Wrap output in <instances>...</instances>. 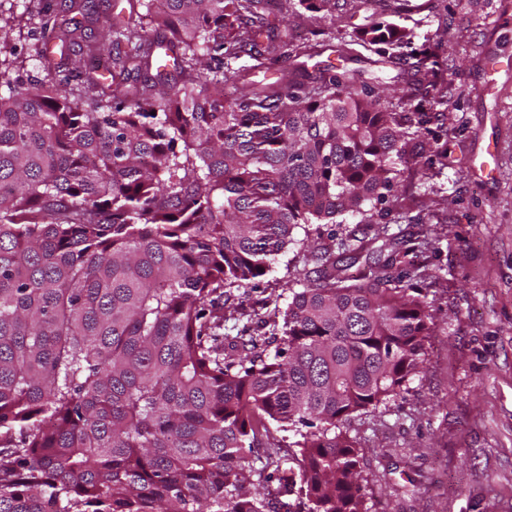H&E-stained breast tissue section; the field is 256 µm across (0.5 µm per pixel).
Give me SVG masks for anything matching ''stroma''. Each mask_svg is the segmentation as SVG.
Here are the masks:
<instances>
[{
    "label": "stroma",
    "mask_w": 512,
    "mask_h": 512,
    "mask_svg": "<svg viewBox=\"0 0 512 512\" xmlns=\"http://www.w3.org/2000/svg\"><path fill=\"white\" fill-rule=\"evenodd\" d=\"M512 0H338L332 15L307 12L288 25L307 39L349 37L368 18L405 28L404 58L377 73L369 51L344 60L365 78L391 81L406 63L430 60L421 77L437 105L407 97L406 112L437 117L409 148H438L448 165L429 179L405 173L388 216L389 236L401 240L414 268L413 284L426 289L432 317L421 372L378 408L354 416L348 433L360 450L372 512H512V70L499 73L497 90H483L490 52H512ZM497 141L496 175L478 177L470 165ZM296 246L275 255L250 289L245 312L224 307L227 336L254 334L261 320L286 309L285 284L315 263L296 257ZM279 468L271 512H286L291 426L272 427Z\"/></svg>",
    "instance_id": "obj_1"
}]
</instances>
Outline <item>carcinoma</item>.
Segmentation results:
<instances>
[{"mask_svg":"<svg viewBox=\"0 0 512 512\" xmlns=\"http://www.w3.org/2000/svg\"><path fill=\"white\" fill-rule=\"evenodd\" d=\"M62 2L0 16V512H270L251 452L274 422L301 428L295 512H370L346 424L422 368L408 251L302 254L331 273L289 288L272 358L221 330L297 226L376 224L404 167L427 175L405 128L429 116L398 111L421 63L387 95L331 63L246 83L276 38L321 55L278 17L336 0H113L102 32L97 0ZM404 37L373 20L336 52L386 66Z\"/></svg>","mask_w":512,"mask_h":512,"instance_id":"carcinoma-1","label":"carcinoma"}]
</instances>
